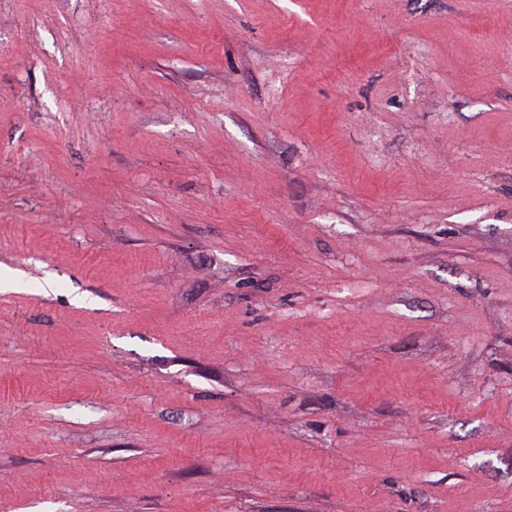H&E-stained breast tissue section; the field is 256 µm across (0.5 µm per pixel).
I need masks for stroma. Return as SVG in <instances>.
Returning <instances> with one entry per match:
<instances>
[{"instance_id": "35a3bbf8", "label": "stroma", "mask_w": 512, "mask_h": 512, "mask_svg": "<svg viewBox=\"0 0 512 512\" xmlns=\"http://www.w3.org/2000/svg\"><path fill=\"white\" fill-rule=\"evenodd\" d=\"M0 512H512V0H0Z\"/></svg>"}]
</instances>
